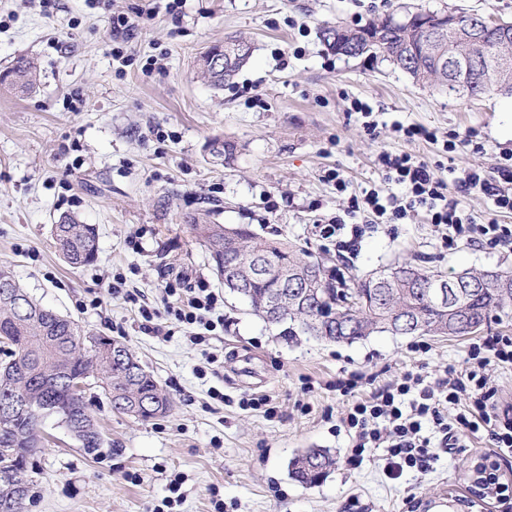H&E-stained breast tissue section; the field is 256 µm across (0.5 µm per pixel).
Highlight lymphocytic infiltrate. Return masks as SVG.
I'll return each instance as SVG.
<instances>
[{"label":"lymphocytic infiltrate","instance_id":"f902f5d3","mask_svg":"<svg viewBox=\"0 0 512 512\" xmlns=\"http://www.w3.org/2000/svg\"><path fill=\"white\" fill-rule=\"evenodd\" d=\"M378 166L384 183L405 187V195L383 197L372 189L350 196L343 215L320 226L321 237H339L341 250L352 255L362 237L356 218L367 214L382 224H399L412 212L423 210L449 244L512 248V225L496 220L497 214L512 213V155L497 162L493 174L464 169L450 184L435 178L428 163L410 152H380ZM452 185L458 192L486 198L491 204V218L477 223L455 196H449ZM217 303V294L202 283L195 295L169 305L168 312L178 323L212 332L218 323L209 314ZM492 364L512 370V336L479 337L469 345L464 369L448 368L444 377L433 382L409 371L401 381L376 387L361 400L354 394L363 385L362 374L337 378V391L354 398L336 421L337 430L354 440L351 461H362L366 449L380 448L389 475L396 477L407 469L425 472L437 458L436 448L458 447L459 437L465 434L486 440L499 456L511 460L512 408L500 406L499 391L486 373Z\"/></svg>","mask_w":512,"mask_h":512}]
</instances>
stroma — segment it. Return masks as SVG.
<instances>
[{
  "label": "stroma",
  "mask_w": 512,
  "mask_h": 512,
  "mask_svg": "<svg viewBox=\"0 0 512 512\" xmlns=\"http://www.w3.org/2000/svg\"><path fill=\"white\" fill-rule=\"evenodd\" d=\"M152 5L0 0V73L21 57L38 70L32 93L0 84V266L41 305L126 343L173 401L166 417L143 422L94 399L103 443L92 452L46 421L26 512H157L174 479L173 512H411L444 488L467 495L468 466L494 461L475 437L440 452L424 473L390 478L379 449L349 466L353 440L332 421L348 399L333 383L353 372L379 385L408 370L440 378L462 368L472 335L383 332L351 344L282 335L225 290L189 225L204 215L248 226L348 279L404 262L448 276L512 270V251L448 245L422 211L403 224L365 225L350 260L319 234L348 196L383 188L381 151L419 155L444 181L449 166L488 172L512 153V97L421 86L389 61L332 54L322 29L417 9L512 20V0H186L179 15L134 30L126 45L134 62L117 70L113 15ZM233 36L252 54L217 89L198 78L197 59ZM150 57L159 68L146 75ZM355 98L373 107L375 133L349 111ZM397 123L428 127L437 140L407 142ZM453 138L465 146L451 157L443 145ZM218 141L233 144L231 158L214 154ZM329 170L346 193L325 181ZM66 214L97 235L94 261L78 269L51 233ZM174 280L219 294L222 332L195 342L173 326ZM145 307L169 335L142 328ZM261 395L274 415L241 407ZM309 448L329 450L337 464L305 487L289 463Z\"/></svg>",
  "instance_id": "stroma-1"
}]
</instances>
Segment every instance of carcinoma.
Listing matches in <instances>:
<instances>
[{
  "label": "carcinoma",
  "instance_id": "carcinoma-1",
  "mask_svg": "<svg viewBox=\"0 0 512 512\" xmlns=\"http://www.w3.org/2000/svg\"><path fill=\"white\" fill-rule=\"evenodd\" d=\"M334 27L322 30V38L328 47L341 55L353 57L363 55L381 57L408 73L415 81L430 87H442L450 92H465L479 97L491 89L482 81L480 73H472L471 79L462 82L450 81L439 74L434 57L418 51L419 40H413V51L402 55L404 28L398 25L394 15L380 22L364 25L344 26L345 41H330ZM245 45L243 40L224 44L226 63L213 69L199 68L203 80L214 87L224 86L242 67L246 58L236 56V51ZM9 84L25 94L36 87L37 74L34 66L21 61L11 72ZM192 230L202 239L210 253L213 270L218 279H224L225 267L231 262V251L224 249V225L193 224ZM52 234L65 261L72 267L89 264L97 252L96 235L88 224L76 217L65 215L52 226ZM245 239L243 249L270 251L276 263L290 264L306 262L305 251L287 240L263 239L248 229L241 231ZM397 279L384 286L376 278L360 280L353 285L363 299L358 311L348 317L336 320H320L316 312L321 307H332L348 288L346 281L327 277L324 268L317 270L319 288L310 298L308 307L288 302V310L296 319L290 324L303 333L318 336L330 342L353 343L375 332H389L391 326L401 318L399 311L408 309L420 324L419 332L436 336H462L476 332L491 319L510 318L507 304L512 302V290L504 293L499 282H512L509 272L491 271L473 273L464 271L456 274L464 282V293L456 303L457 312L434 303L427 289L420 287L421 281L434 272L410 262L398 265L383 276ZM8 290L16 297L27 293L20 287L12 272L0 268V292ZM288 293L276 279L258 281L241 293L253 311L266 321H271L269 300L277 292ZM87 335L73 320L47 309L35 300L4 302L0 300V339L9 341L10 355L0 361V404L11 399L15 393L24 390L31 402L28 411L15 414L8 422L0 424V448H37L40 437L36 432L47 415L55 413L57 418L77 411L84 416L77 436L82 446L94 451L102 444L98 424L93 422L88 403H79L69 390L68 382L90 372H98L101 378L116 383L121 392L119 399L125 403H137L135 417L147 421L157 418L156 408L170 403V399L153 377L136 364L138 356L126 344L114 339L102 342L104 349L78 351L81 337ZM336 466V459L322 448H309L292 458V477L302 485L318 484ZM488 465L478 463L469 469L470 488L485 486L492 488L487 479Z\"/></svg>",
  "mask_w": 512,
  "mask_h": 512
}]
</instances>
